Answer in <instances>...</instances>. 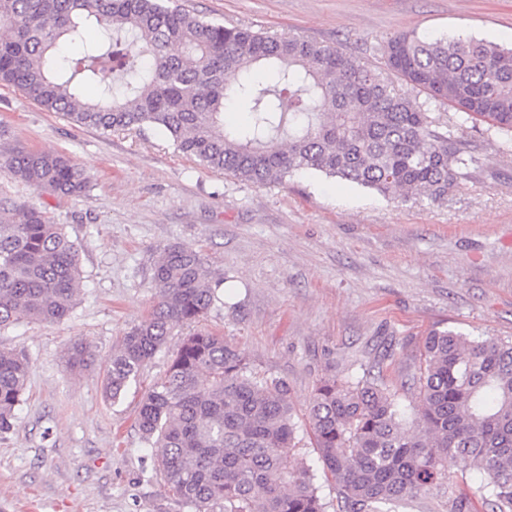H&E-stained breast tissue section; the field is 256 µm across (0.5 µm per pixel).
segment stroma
Masks as SVG:
<instances>
[{
	"instance_id": "35a3bbf8",
	"label": "stroma",
	"mask_w": 512,
	"mask_h": 512,
	"mask_svg": "<svg viewBox=\"0 0 512 512\" xmlns=\"http://www.w3.org/2000/svg\"><path fill=\"white\" fill-rule=\"evenodd\" d=\"M206 20L336 45L372 67L395 35L484 39L512 48V0H176ZM472 136L485 171L446 201L400 203L336 178L301 172L257 185L183 156L154 128L102 132L0 86V146L60 152L89 179L68 197L14 181L0 193L42 208L78 249L80 292L62 322L0 329V348L29 363L12 430L0 434V512H192L163 486L136 427L144 393L191 326L170 336L119 403L105 395V362L156 300L152 268L167 245L193 246L231 289L203 325L288 385L304 414L328 374L362 379L375 363L401 384L432 329L512 337V155L484 127ZM96 354L70 369L68 349ZM444 487L400 512H448L465 494L490 512L485 475L446 464Z\"/></svg>"
}]
</instances>
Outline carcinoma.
I'll return each instance as SVG.
<instances>
[{"instance_id":"cac0c4a2","label":"carcinoma","mask_w":512,"mask_h":512,"mask_svg":"<svg viewBox=\"0 0 512 512\" xmlns=\"http://www.w3.org/2000/svg\"><path fill=\"white\" fill-rule=\"evenodd\" d=\"M104 34L76 57L61 45ZM0 85L49 112L103 132L154 127L176 150L214 171L256 184L299 172L353 182L402 202L448 199L483 169L466 136L485 123L512 142V49L482 40L405 32L383 48L386 70L449 107L440 123L425 104L356 57L303 38L278 39L204 20L163 0H0ZM277 69L273 85L251 79ZM95 85L96 101L81 89ZM249 112L224 127V101ZM27 186L80 196L88 177L56 152L0 156ZM157 301L107 359L104 386L116 404L165 348L172 331L205 319L224 280L200 251L170 244L152 272ZM78 250L40 208L0 198V328L66 319L79 294ZM28 361L0 350V433L13 427ZM416 417L381 378L322 377L304 422L288 385L256 371L244 351L208 329L183 338L144 394L136 426L157 449L164 486L194 512H326L318 475L332 479L338 512H383L447 479L444 460L487 477L491 512H512V338L470 340L452 330L423 338L413 377ZM310 434L317 462L301 454Z\"/></svg>"}]
</instances>
